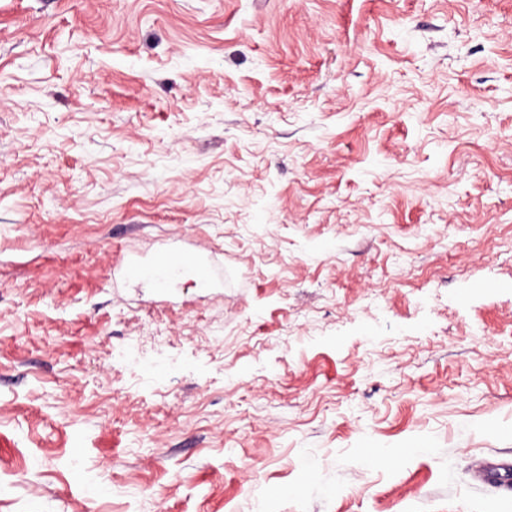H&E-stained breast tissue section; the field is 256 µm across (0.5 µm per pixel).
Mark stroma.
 Instances as JSON below:
<instances>
[{"mask_svg": "<svg viewBox=\"0 0 512 512\" xmlns=\"http://www.w3.org/2000/svg\"><path fill=\"white\" fill-rule=\"evenodd\" d=\"M0 512H512V0H0ZM198 267V254L192 250L176 248L165 251L148 268L139 265L127 266L126 274L131 278L152 275L159 282H163L164 278L171 273L189 271Z\"/></svg>", "mask_w": 512, "mask_h": 512, "instance_id": "1", "label": "stroma"}]
</instances>
